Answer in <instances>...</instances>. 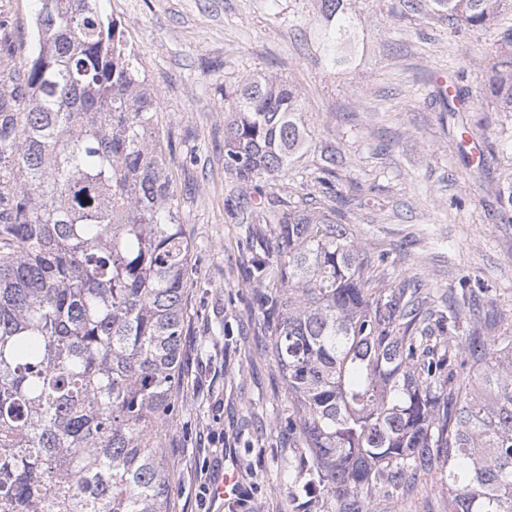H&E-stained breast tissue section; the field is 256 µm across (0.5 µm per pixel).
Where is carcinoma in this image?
I'll list each match as a JSON object with an SVG mask.
<instances>
[{
    "label": "carcinoma",
    "instance_id": "obj_1",
    "mask_svg": "<svg viewBox=\"0 0 512 512\" xmlns=\"http://www.w3.org/2000/svg\"><path fill=\"white\" fill-rule=\"evenodd\" d=\"M504 0H398L490 33L484 84L512 112ZM352 0H319L327 69L348 62ZM36 53L0 0V512H168L158 452L182 381L193 244L156 125L157 95L98 0H37ZM453 86L448 111L470 110ZM224 164L240 184L251 277L288 394L306 481L297 495L367 512L433 476L448 512H512V335L448 345L461 305L420 280L373 284L336 209L256 202L311 148L299 95L259 71L224 88ZM477 355L473 373L458 359Z\"/></svg>",
    "mask_w": 512,
    "mask_h": 512
}]
</instances>
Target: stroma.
Here are the masks:
<instances>
[{
  "mask_svg": "<svg viewBox=\"0 0 512 512\" xmlns=\"http://www.w3.org/2000/svg\"><path fill=\"white\" fill-rule=\"evenodd\" d=\"M396 0H358L348 65L321 61L315 0H101L158 93V126L170 156L184 231L194 245L181 342L179 414L160 433L169 512H329L304 509L303 450L276 427L286 386L249 275L239 183L224 169V88L259 71L298 91L312 149L285 177L261 185L293 201L320 194L321 156L342 161L334 182L355 244L375 260L382 288L421 279L433 299L479 296L485 315L462 312L454 336L512 332V112L483 91L493 47L474 30L455 33ZM447 75L474 106L449 111L435 81ZM487 158L466 165L460 130ZM237 470L238 500L200 502L201 485ZM429 482L411 494L377 491L369 512H444Z\"/></svg>",
  "mask_w": 512,
  "mask_h": 512,
  "instance_id": "1",
  "label": "stroma"
}]
</instances>
